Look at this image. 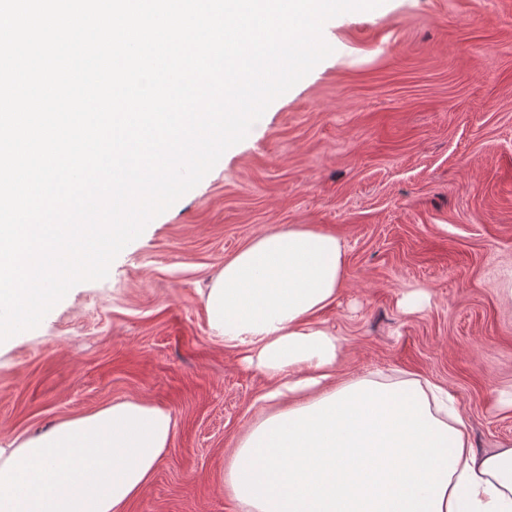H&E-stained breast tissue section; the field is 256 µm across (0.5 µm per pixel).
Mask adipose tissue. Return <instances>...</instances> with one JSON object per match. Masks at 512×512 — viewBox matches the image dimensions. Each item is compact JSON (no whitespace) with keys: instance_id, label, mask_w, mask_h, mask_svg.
<instances>
[{"instance_id":"adipose-tissue-1","label":"adipose tissue","mask_w":512,"mask_h":512,"mask_svg":"<svg viewBox=\"0 0 512 512\" xmlns=\"http://www.w3.org/2000/svg\"><path fill=\"white\" fill-rule=\"evenodd\" d=\"M344 272L340 241L298 225L254 238L210 284L211 331L288 403L233 454V497L246 512H512V448L476 452L442 388L337 383L340 346L313 317ZM172 435L169 413L128 400L14 441L0 448V512H125Z\"/></svg>"}]
</instances>
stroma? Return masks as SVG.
Returning <instances> with one entry per match:
<instances>
[{"mask_svg":"<svg viewBox=\"0 0 512 512\" xmlns=\"http://www.w3.org/2000/svg\"><path fill=\"white\" fill-rule=\"evenodd\" d=\"M334 52L154 218L105 279L0 342V447L115 402L167 411L126 512H242L229 454L272 380L208 325L204 295L259 233L305 224L346 258L316 320L338 379L415 375L455 395L476 451L512 446V0H384L328 20ZM421 290L424 309L402 300Z\"/></svg>","mask_w":512,"mask_h":512,"instance_id":"1","label":"stroma"}]
</instances>
